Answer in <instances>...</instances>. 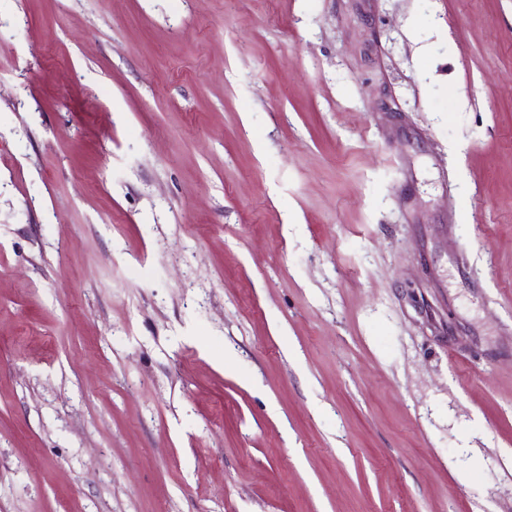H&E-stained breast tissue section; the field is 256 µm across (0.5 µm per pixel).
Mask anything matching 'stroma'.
I'll return each mask as SVG.
<instances>
[{"instance_id":"35a3bbf8","label":"stroma","mask_w":512,"mask_h":512,"mask_svg":"<svg viewBox=\"0 0 512 512\" xmlns=\"http://www.w3.org/2000/svg\"><path fill=\"white\" fill-rule=\"evenodd\" d=\"M0 512H512V0H0Z\"/></svg>"}]
</instances>
